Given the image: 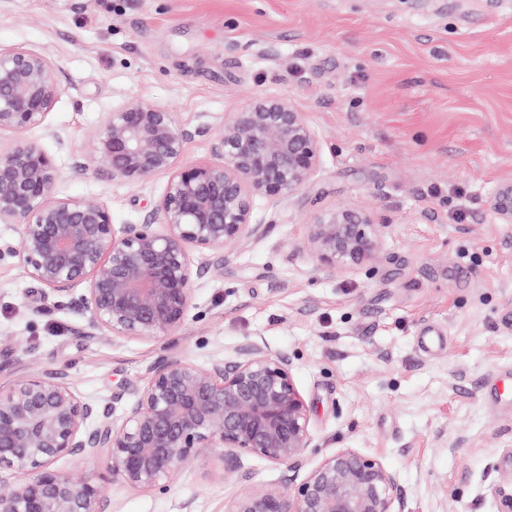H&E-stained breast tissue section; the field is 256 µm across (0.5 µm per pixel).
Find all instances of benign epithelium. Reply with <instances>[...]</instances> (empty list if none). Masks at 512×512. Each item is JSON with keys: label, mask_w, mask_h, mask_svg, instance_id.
Instances as JSON below:
<instances>
[{"label": "benign epithelium", "mask_w": 512, "mask_h": 512, "mask_svg": "<svg viewBox=\"0 0 512 512\" xmlns=\"http://www.w3.org/2000/svg\"><path fill=\"white\" fill-rule=\"evenodd\" d=\"M61 93L55 67L35 49L0 47V223L20 225L19 259L45 294L64 298L85 285L79 304L86 334L114 340L162 338L183 329L192 307L190 250L215 251L257 235L254 203L299 191L320 163L317 138L288 100L262 97L227 112L210 143L214 162L186 163L191 133L175 113L127 98L108 113L95 152L114 180L164 174L166 190L140 224H115L96 197H59L52 156L23 134L47 127ZM512 222V185L493 204ZM386 225L369 214L332 209L311 225L309 243L327 266L373 264ZM120 416H114L116 407ZM312 409L292 361L256 342L205 366L168 357L149 368L134 397L83 398L61 372L34 371L0 388V512H109L101 481L133 492H164L194 458L217 448L276 466L297 463L310 447ZM107 460V476L76 478L53 467L62 458ZM26 480L11 485L14 474ZM227 512H410L398 474L354 448L324 456L296 484H263Z\"/></svg>", "instance_id": "benign-epithelium-1"}]
</instances>
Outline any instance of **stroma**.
<instances>
[{"label":"stroma","instance_id":"35a3bbf8","mask_svg":"<svg viewBox=\"0 0 512 512\" xmlns=\"http://www.w3.org/2000/svg\"><path fill=\"white\" fill-rule=\"evenodd\" d=\"M0 46L36 49L62 92L29 139L52 155L62 197L103 200L137 224L167 178L117 181L92 143L107 112L143 98L193 135L260 97L288 99L320 147L300 191L255 201L246 244L193 253L185 327L161 339L83 332V286L44 297L0 259V385L61 370L83 397L133 396L165 357L204 365L241 344L292 360L312 406L295 469L221 451L165 493L105 482L112 512H226L261 483H287L355 448L398 476L411 512H500L512 496V223L493 211L512 183V0H0ZM363 209L385 224L371 265L321 264L309 226ZM443 333L425 349L426 328Z\"/></svg>","mask_w":512,"mask_h":512}]
</instances>
